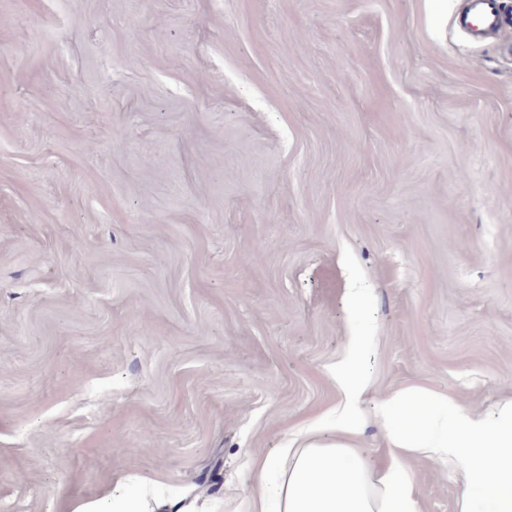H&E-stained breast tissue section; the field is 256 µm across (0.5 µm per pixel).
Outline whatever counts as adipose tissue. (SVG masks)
Wrapping results in <instances>:
<instances>
[{
    "instance_id": "ef3b65f1",
    "label": "adipose tissue",
    "mask_w": 512,
    "mask_h": 512,
    "mask_svg": "<svg viewBox=\"0 0 512 512\" xmlns=\"http://www.w3.org/2000/svg\"><path fill=\"white\" fill-rule=\"evenodd\" d=\"M360 343L351 337L336 365L343 409L335 437L251 460V512H421L405 465L411 458L450 465L459 488L456 512H512V402L500 407L492 429L452 399L405 388L378 403L388 461L368 462L356 445L361 426L354 410L365 383L351 362Z\"/></svg>"
}]
</instances>
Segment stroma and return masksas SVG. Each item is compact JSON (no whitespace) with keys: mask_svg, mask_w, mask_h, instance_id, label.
I'll list each match as a JSON object with an SVG mask.
<instances>
[{"mask_svg":"<svg viewBox=\"0 0 512 512\" xmlns=\"http://www.w3.org/2000/svg\"><path fill=\"white\" fill-rule=\"evenodd\" d=\"M460 7L0 0V512H248L353 336L371 461L409 385L495 422L512 53Z\"/></svg>","mask_w":512,"mask_h":512,"instance_id":"stroma-1","label":"stroma"}]
</instances>
